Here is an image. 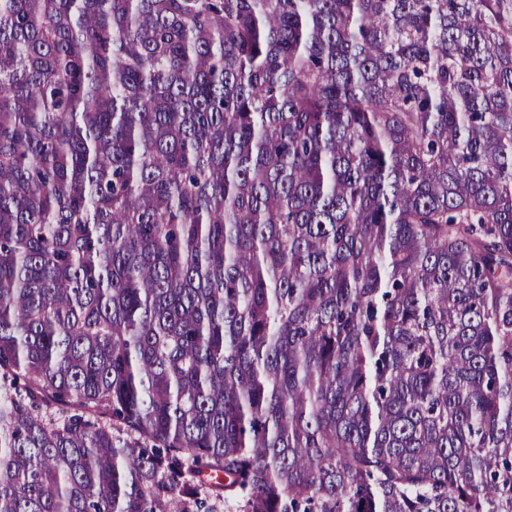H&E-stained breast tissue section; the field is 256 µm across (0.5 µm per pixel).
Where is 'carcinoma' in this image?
<instances>
[{
  "instance_id": "cac0c4a2",
  "label": "carcinoma",
  "mask_w": 512,
  "mask_h": 512,
  "mask_svg": "<svg viewBox=\"0 0 512 512\" xmlns=\"http://www.w3.org/2000/svg\"><path fill=\"white\" fill-rule=\"evenodd\" d=\"M220 507L512 512V0H0V512Z\"/></svg>"
}]
</instances>
